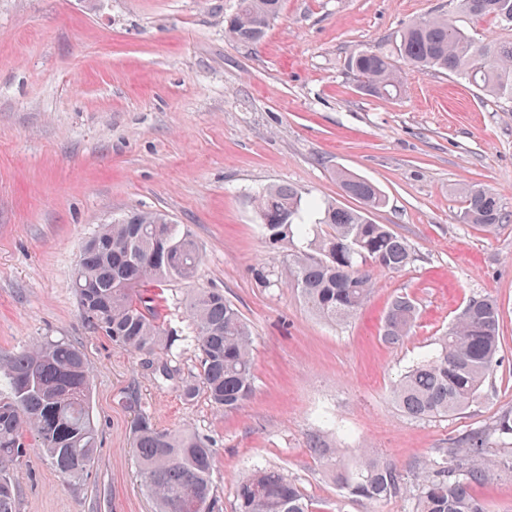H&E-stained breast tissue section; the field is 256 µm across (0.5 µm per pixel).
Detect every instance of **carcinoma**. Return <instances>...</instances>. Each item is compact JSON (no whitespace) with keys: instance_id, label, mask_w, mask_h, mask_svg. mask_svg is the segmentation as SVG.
Listing matches in <instances>:
<instances>
[{"instance_id":"cac0c4a2","label":"carcinoma","mask_w":512,"mask_h":512,"mask_svg":"<svg viewBox=\"0 0 512 512\" xmlns=\"http://www.w3.org/2000/svg\"><path fill=\"white\" fill-rule=\"evenodd\" d=\"M464 15L486 17L512 26V0H450ZM281 0H239L225 34L245 44L264 36ZM419 71L456 75L496 97L512 99V41H486L445 15L419 20L396 40L395 54L357 50L348 66L367 94L390 100L401 92L395 60ZM346 194L361 203L346 209L332 202L316 205L314 224L330 232L309 238L312 228L301 221L302 195L291 187L271 186L254 198L265 237L288 246L294 238L310 239L313 252L288 254L294 287L321 320L342 324L368 302L375 275L399 272L411 262L410 244L386 224H374L369 213L385 203L372 182L337 172ZM499 193L483 187L466 190L461 220L494 231L508 221ZM199 245L192 232L159 211L133 212L101 225L83 245L73 279L81 315L112 343L136 354H169L175 339L159 322L155 299L136 292L149 283L191 281L200 265ZM194 326L200 370L180 381L181 397L193 400L204 389L213 407L231 412L252 395L253 336L235 305L217 290L199 289L186 302ZM415 303L393 299L384 313L385 342L396 345L416 321ZM501 344L500 311L489 299H472L456 322L438 340L426 359L413 365L392 386L394 401L410 417H445L466 408L494 369ZM0 512H15L18 475L10 465L23 454L30 432L55 469L65 478L79 477L94 457L97 432L90 417V371L84 354L60 341L35 344L0 364ZM140 484L156 512H223L212 484L215 453L211 444L189 429L158 426L147 412L131 425ZM325 458L331 475L348 495L371 501L391 496L398 485L396 470L365 456L351 467L313 446ZM485 452V439L471 435L448 449L454 463L429 468L419 480L416 512H485L472 484L493 476L469 469L461 460ZM236 512H309L298 483L275 469L259 468L244 477L236 491Z\"/></svg>"}]
</instances>
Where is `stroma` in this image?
Returning <instances> with one entry per match:
<instances>
[{
  "instance_id": "stroma-1",
  "label": "stroma",
  "mask_w": 512,
  "mask_h": 512,
  "mask_svg": "<svg viewBox=\"0 0 512 512\" xmlns=\"http://www.w3.org/2000/svg\"><path fill=\"white\" fill-rule=\"evenodd\" d=\"M237 0H0V360L43 339L80 348L91 369L98 448L66 482L34 436L17 467L16 512H155L140 485L130 426L149 411L216 450L224 512L257 467L295 479L312 512H416L418 476L443 465L468 433L486 432L473 466L487 512H512V467L493 434L512 413V221L493 233L461 223L466 187L498 192L512 213V100L456 76L402 72L386 101L366 94L347 63L359 49L392 51L399 32L435 14L483 38L512 40L487 18L454 15L448 0H283L264 39L225 33ZM373 182L372 211L405 238L413 261L377 279L348 323L317 318L292 288L285 252L270 247L252 199L273 185L355 207L336 179ZM134 210L167 213L201 250L190 282L144 287L174 335L192 326L187 298L223 291L253 330L254 392L225 414L206 395L185 401L158 356L135 355L90 328L71 286L84 242ZM415 300L399 345L380 334L389 302ZM501 311L497 364L467 408L414 419L390 388L430 353L471 298ZM347 464L370 451L395 468L396 493L345 494L313 444Z\"/></svg>"
}]
</instances>
